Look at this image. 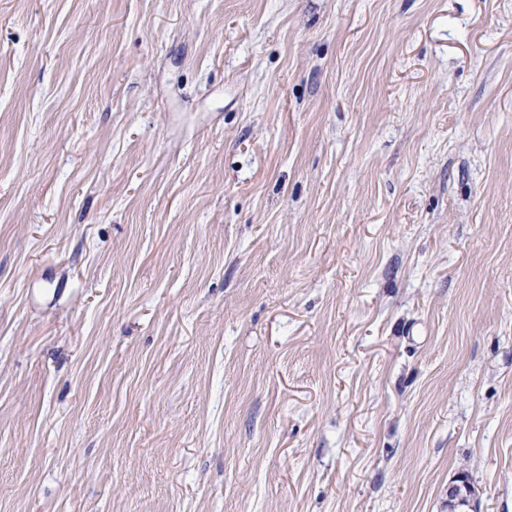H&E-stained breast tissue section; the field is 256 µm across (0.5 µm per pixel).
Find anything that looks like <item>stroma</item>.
Returning a JSON list of instances; mask_svg holds the SVG:
<instances>
[{
  "label": "stroma",
  "mask_w": 512,
  "mask_h": 512,
  "mask_svg": "<svg viewBox=\"0 0 512 512\" xmlns=\"http://www.w3.org/2000/svg\"><path fill=\"white\" fill-rule=\"evenodd\" d=\"M512 512V0H0V512ZM475 495V489L465 476L458 477L455 483L448 488V508L451 512H466L462 510L469 507Z\"/></svg>",
  "instance_id": "stroma-1"
}]
</instances>
